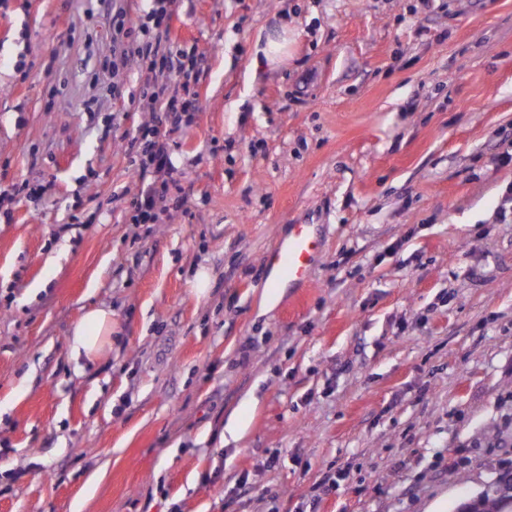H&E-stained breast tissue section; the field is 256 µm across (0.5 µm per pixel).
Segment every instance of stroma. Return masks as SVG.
I'll use <instances>...</instances> for the list:
<instances>
[{
  "label": "stroma",
  "mask_w": 512,
  "mask_h": 512,
  "mask_svg": "<svg viewBox=\"0 0 512 512\" xmlns=\"http://www.w3.org/2000/svg\"><path fill=\"white\" fill-rule=\"evenodd\" d=\"M111 4L0 0V512H457L512 469V0H175L200 110L154 224ZM292 224L322 251L272 299ZM259 53L262 54V59L259 57ZM288 56V22L283 21L275 34L265 37V45L262 48H257L254 61L257 65H260L261 61L273 67L281 64ZM112 347V310L100 306L88 310L76 323L70 335L71 358L93 362Z\"/></svg>",
  "instance_id": "35a3bbf8"
}]
</instances>
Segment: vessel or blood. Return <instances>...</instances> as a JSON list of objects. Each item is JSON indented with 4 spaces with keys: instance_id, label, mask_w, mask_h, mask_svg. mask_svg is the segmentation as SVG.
Wrapping results in <instances>:
<instances>
[{
    "instance_id": "vessel-or-blood-1",
    "label": "vessel or blood",
    "mask_w": 512,
    "mask_h": 512,
    "mask_svg": "<svg viewBox=\"0 0 512 512\" xmlns=\"http://www.w3.org/2000/svg\"><path fill=\"white\" fill-rule=\"evenodd\" d=\"M322 247L318 229L312 224H293L286 238L266 255L267 276L263 282L269 295L284 286L302 287L309 281L310 270Z\"/></svg>"
}]
</instances>
